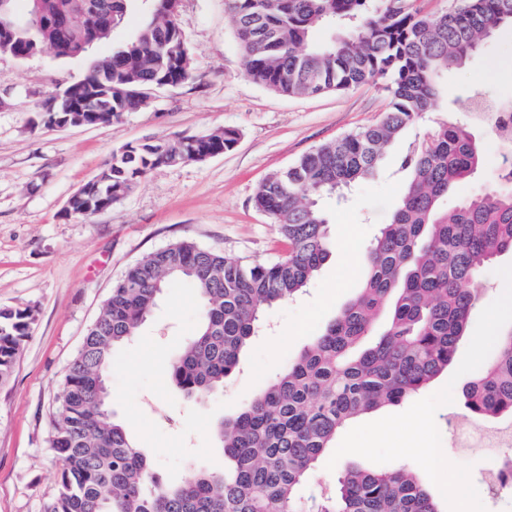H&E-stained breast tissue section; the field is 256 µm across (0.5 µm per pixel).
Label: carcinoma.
<instances>
[{"label": "carcinoma", "mask_w": 512, "mask_h": 512, "mask_svg": "<svg viewBox=\"0 0 512 512\" xmlns=\"http://www.w3.org/2000/svg\"><path fill=\"white\" fill-rule=\"evenodd\" d=\"M0 0V54L49 48L78 57L106 40L126 10L122 0ZM153 19L131 42L95 57L75 95L103 112L76 114L92 126L139 109L122 99L134 84L162 77L185 83L191 67L178 12L155 0ZM256 84L287 95L380 84L389 109L376 123L320 145L257 189L254 204L288 242L272 264H245L181 240L130 266L88 329L57 397L51 444L63 462L46 512H441L406 469L350 468L315 505L302 486L318 480L319 459L351 420L421 391L453 361L485 288L483 269L512 253V141L500 139L496 177L442 202L483 160L471 124L439 121L403 149L407 180L390 222L366 248L358 295L252 397L216 423L219 466L165 482L112 409L107 370L113 355L151 315L166 288L190 284L200 306L196 328L171 364L178 390L201 399L224 391L265 310L307 288L333 247L323 195L371 177L386 150L404 140L441 96L440 75L465 64L484 40L512 27V0H455L438 15L420 0H225ZM239 133L159 138L113 151L73 196L69 212L90 216L128 196L141 179L176 161L199 163L233 149ZM35 310L0 308V380L15 366ZM495 355L463 390L478 417L512 416V328L495 337Z\"/></svg>", "instance_id": "1"}]
</instances>
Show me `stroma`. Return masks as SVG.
I'll return each mask as SVG.
<instances>
[{"label": "stroma", "mask_w": 512, "mask_h": 512, "mask_svg": "<svg viewBox=\"0 0 512 512\" xmlns=\"http://www.w3.org/2000/svg\"><path fill=\"white\" fill-rule=\"evenodd\" d=\"M153 10V0H128L110 39L80 57L58 58L48 50L24 59L0 55V306L36 312L11 376L0 383V512H45L54 497L62 462L51 446V414L72 358L125 270L183 239L247 264L278 261L288 246L273 218L255 207L258 186L315 147L377 122L389 107L387 93L374 84L286 96L254 83L224 0H181L190 81L153 91L140 109L109 125H39L42 102L81 80L91 57L130 42ZM441 86L442 96L408 139L421 137L433 122L466 116L473 92L512 103V30L485 41ZM224 127L240 134L232 151L156 169L120 203L90 217L68 214L70 197L114 150ZM401 153V146L391 148L374 177L357 183L345 202L321 199L336 250L302 295L265 312V328L242 352L222 394L187 400L170 376V363L196 324L199 301L187 284L167 288L151 317L117 350L112 407L168 480L182 482L198 467L221 464L214 421L238 413L356 296L364 268L348 266L345 231L355 227L362 249L388 222L403 187ZM484 280L488 296L448 370L413 397L343 427L317 464L319 482L302 488L304 499L319 496L347 468L403 467L429 489L441 512H512V490H493L489 478L502 449L458 445L459 432L479 422L464 406L463 389L495 349L486 335L512 328V254L489 263ZM418 413L449 477L464 479L465 497L454 485H439L420 453L394 448Z\"/></svg>", "instance_id": "35a3bbf8"}]
</instances>
